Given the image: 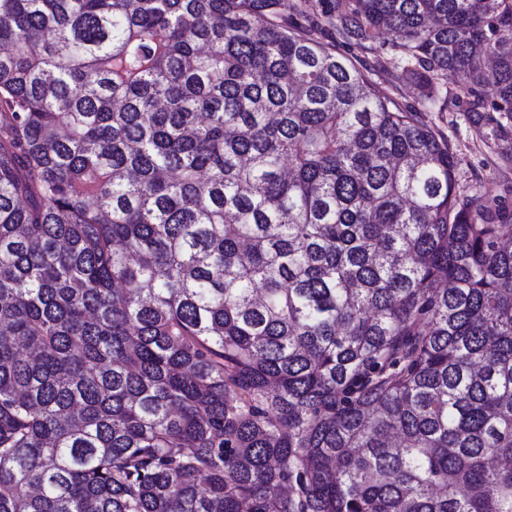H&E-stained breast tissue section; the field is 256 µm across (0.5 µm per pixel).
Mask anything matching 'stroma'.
Returning <instances> with one entry per match:
<instances>
[{
    "label": "stroma",
    "mask_w": 512,
    "mask_h": 512,
    "mask_svg": "<svg viewBox=\"0 0 512 512\" xmlns=\"http://www.w3.org/2000/svg\"><path fill=\"white\" fill-rule=\"evenodd\" d=\"M392 39L387 32L364 46L340 41L336 50L350 59L369 81L391 94L406 110L418 113L421 120L448 139L457 159L456 183L460 192L483 188L512 206V165H495L493 156L472 138L461 85L451 82L441 87L437 106H430L417 83L400 77L391 56Z\"/></svg>",
    "instance_id": "obj_1"
}]
</instances>
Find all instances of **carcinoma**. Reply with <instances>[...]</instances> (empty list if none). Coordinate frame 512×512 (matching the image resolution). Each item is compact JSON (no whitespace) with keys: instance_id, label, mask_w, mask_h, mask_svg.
<instances>
[{"instance_id":"cac0c4a2","label":"carcinoma","mask_w":512,"mask_h":512,"mask_svg":"<svg viewBox=\"0 0 512 512\" xmlns=\"http://www.w3.org/2000/svg\"><path fill=\"white\" fill-rule=\"evenodd\" d=\"M0 0V512H512V0ZM392 39L391 33L384 32L366 47L336 40V52L350 59L369 81L391 94L403 108L418 112L421 120L448 138L457 159L456 183L461 193L484 187L512 208V165L498 167L494 164L495 157L472 139L463 112L465 98L461 84L449 82L441 87L437 105L431 107L425 91L417 83L400 77L391 56Z\"/></svg>"}]
</instances>
